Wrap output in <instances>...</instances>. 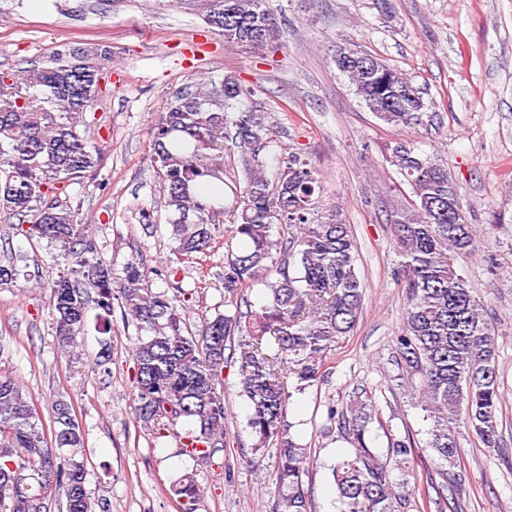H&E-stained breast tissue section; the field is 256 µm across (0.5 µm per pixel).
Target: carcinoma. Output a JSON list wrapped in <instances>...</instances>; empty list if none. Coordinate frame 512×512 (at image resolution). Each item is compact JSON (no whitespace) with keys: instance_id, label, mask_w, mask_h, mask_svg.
I'll return each instance as SVG.
<instances>
[{"instance_id":"obj_1","label":"carcinoma","mask_w":512,"mask_h":512,"mask_svg":"<svg viewBox=\"0 0 512 512\" xmlns=\"http://www.w3.org/2000/svg\"><path fill=\"white\" fill-rule=\"evenodd\" d=\"M206 23L224 31L227 45L251 46L256 38L258 46H269L279 29L264 0H209ZM111 55L108 45L70 41L19 74L0 72V215L30 219L29 237L63 250L67 271L51 285L61 349H72L87 324L86 286L97 290L101 334L111 332L112 299L121 300L127 323L142 334L134 349L136 418L164 426L182 418L194 422L183 444L192 458L206 459L224 447L225 351L232 337H242L233 362L250 410L251 454L258 460L275 443L276 512H309L304 481L309 452L287 429V379L295 376L300 390L319 381L336 345L362 316L364 286L350 225L313 217L318 181L307 164L291 158L275 179L267 177L256 158L267 148L272 129L264 113L235 108L241 95L237 82L227 78L209 93L175 97L161 113L152 140V162L177 232L174 252L195 259L207 255L215 241L211 224L224 207L199 194L198 185L224 181L216 159L224 151L227 110L234 108L231 121L246 152L244 186L228 232L245 248L224 257V292L231 303L256 284L269 290L259 309L243 311L237 304L234 313L205 321L200 333L184 335L172 299L148 288V270L139 256L115 276L98 257L78 213L47 201L55 190L82 183L102 165V150L80 134L79 126L99 101L101 68ZM341 74L389 126L408 125L425 112L419 88L384 61L372 71L352 64ZM391 162L413 193L411 202L390 215L408 298L396 349L407 375L420 379L418 406L431 420L428 447L451 468L461 455L455 438L461 423L488 451L503 447L497 336L481 300L456 269L460 256L475 251L476 229L448 169L404 140L392 147ZM276 224L287 235L272 238ZM167 404L181 412L170 413ZM328 420L351 445L331 469L340 512H402L405 495L395 491L390 472L395 465L413 473L411 439H392L384 459L370 449L369 425L382 419L366 390L340 409L330 407ZM52 423L48 429L39 423L23 385L0 378V512H51L55 493L65 496L66 512H93L84 462L77 459L85 447L84 429L62 401L55 404ZM170 492L185 505L200 496L189 475L174 481Z\"/></svg>"}]
</instances>
